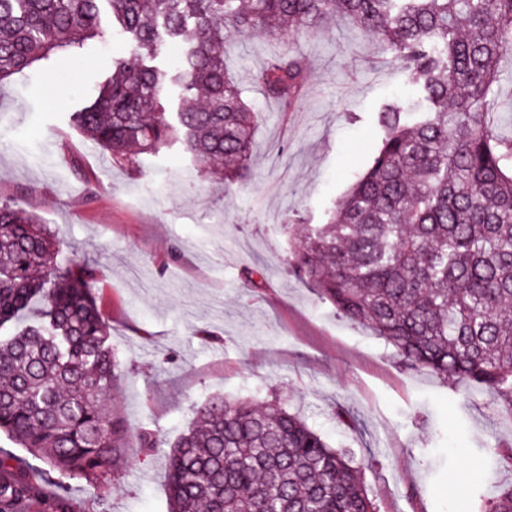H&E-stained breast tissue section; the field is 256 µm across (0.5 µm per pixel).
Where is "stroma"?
<instances>
[{"instance_id":"35a3bbf8","label":"stroma","mask_w":512,"mask_h":512,"mask_svg":"<svg viewBox=\"0 0 512 512\" xmlns=\"http://www.w3.org/2000/svg\"><path fill=\"white\" fill-rule=\"evenodd\" d=\"M284 48L310 69L286 112L252 83ZM129 51L91 40L82 62L62 54L0 83V204L26 205L56 232L61 263L95 270L123 370L110 409L129 426L124 449L99 487L63 478L72 512H168L166 447L222 394L298 413L361 468L379 512H481L511 488L512 413L495 394L410 369L284 270V219L324 223L370 166L373 114L401 91L399 62L349 24L240 36L229 67L259 122L252 179L228 195L179 148L120 167L73 128ZM253 264L259 288L243 278ZM146 432L165 447L144 448Z\"/></svg>"}]
</instances>
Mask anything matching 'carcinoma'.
Here are the masks:
<instances>
[{"instance_id": "1", "label": "carcinoma", "mask_w": 512, "mask_h": 512, "mask_svg": "<svg viewBox=\"0 0 512 512\" xmlns=\"http://www.w3.org/2000/svg\"><path fill=\"white\" fill-rule=\"evenodd\" d=\"M112 32L101 26L103 10ZM353 23L401 64L404 94L373 120L370 168L323 224H287L288 272L347 319L371 327L404 363L493 391L512 412V139L494 115L512 58V0H0V82L110 34L133 58L72 123L117 165L179 146L213 159L230 192L247 184L257 113L226 45ZM177 64H156L164 42ZM253 84L292 108L309 86L300 54L267 58ZM177 107L166 111L171 91ZM59 241L27 208L0 206V512H69L36 477L100 482L128 431L105 400L120 381L110 329L84 265L62 268ZM171 512H378L360 469L298 414L215 396L168 460Z\"/></svg>"}]
</instances>
